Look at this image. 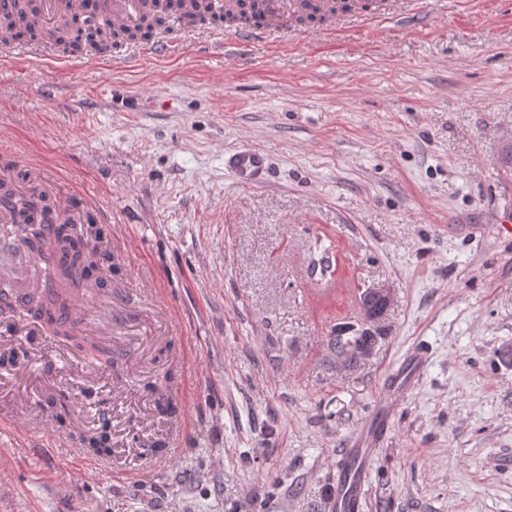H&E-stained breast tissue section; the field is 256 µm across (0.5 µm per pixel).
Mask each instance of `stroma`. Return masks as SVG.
Masks as SVG:
<instances>
[{
    "mask_svg": "<svg viewBox=\"0 0 512 512\" xmlns=\"http://www.w3.org/2000/svg\"><path fill=\"white\" fill-rule=\"evenodd\" d=\"M338 32L240 51L214 27L176 54L0 61V146L97 196L112 270L83 322L89 354L0 338V512H329L339 453L405 356L429 365L396 402L362 512H512V0H423ZM260 149L238 186L224 155ZM391 303L372 359L327 338ZM65 385L44 425L38 398ZM180 393L181 428L152 389ZM154 447L128 474L87 470L83 438ZM224 167L241 185L257 186L267 180L266 155L252 146H243L224 156ZM390 299V291L383 286H373L362 292L361 305L366 326L378 322L383 317Z\"/></svg>",
    "mask_w": 512,
    "mask_h": 512,
    "instance_id": "1",
    "label": "stroma"
}]
</instances>
